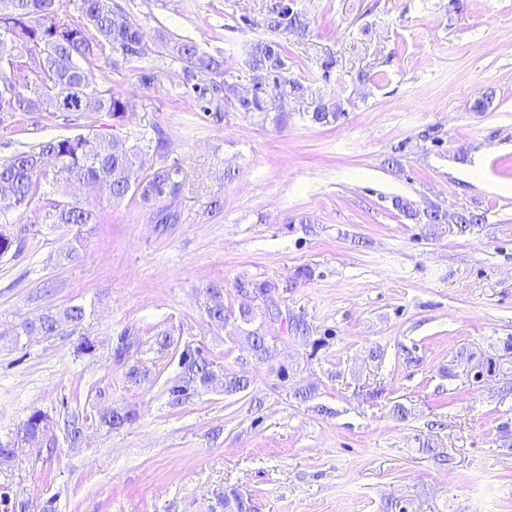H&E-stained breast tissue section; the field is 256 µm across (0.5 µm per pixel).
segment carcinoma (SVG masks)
<instances>
[{"label":"carcinoma","instance_id":"1","mask_svg":"<svg viewBox=\"0 0 512 512\" xmlns=\"http://www.w3.org/2000/svg\"><path fill=\"white\" fill-rule=\"evenodd\" d=\"M8 6L0 8V122L14 118L19 113L39 112L43 106L56 99L68 102L65 112L71 120L88 119L94 113L107 112L117 121H123L134 111L132 101L120 97L110 89L100 90L97 77L100 62H139L155 53L145 40L141 25L118 16L112 0H73L77 20L69 22L59 16L60 0H5ZM262 26L271 33L307 35L303 14L293 7L290 0H269L262 17ZM162 48L172 60L182 65L183 87L193 96L202 112L201 119L220 125L228 105L246 114L267 116L279 109L286 96L301 97L307 88L288 73L285 49L272 39L257 41L249 52V66L272 78V85L250 96L237 91L235 83L224 78V58L203 50L196 42L183 38H164ZM200 73L212 75V82L199 86L195 78ZM342 110L336 104L318 101L310 119L320 125L336 122ZM159 150L162 141L148 139L145 147L130 145L125 139L113 138L107 142L93 133L63 134L25 146L0 162V199H11L17 206L40 203L46 223L55 228L76 232L80 240L82 231L98 223L95 211L78 199L69 198V188L74 183L98 187L114 200L131 195L144 204L156 205L152 220L157 224H177L180 214L166 200H173L183 191L184 176L180 160H163L146 165L149 149ZM395 206L418 224L436 227L448 223V213L436 204L422 209L410 201L397 198ZM485 222V216L463 213L454 219L458 234L469 232L472 227ZM26 235L14 223L0 214V258L15 257L25 247ZM236 290H252L269 297L276 284L269 280L241 279ZM211 320L224 324L236 316L231 308L219 301L207 309ZM88 317L87 307L72 304L62 310H48L23 324L21 335L42 336L49 339L58 334L64 325L81 326ZM244 340L253 358L273 364L277 356L276 339L261 329H247ZM182 354L190 360L181 362L179 380L169 388L171 404L183 403L188 391L205 389L212 370V363L202 355L185 348ZM456 358L468 363L477 361L473 378L488 376L499 378L506 390L512 392V338L504 342L503 354L478 360L477 353L461 348ZM136 419L133 411L105 407L91 421L101 427L118 429ZM80 415L71 414L64 420L66 438L76 443L82 440L86 422ZM17 437L36 445L56 443L53 424L41 410L33 411L17 429ZM226 512H251V503L236 491L224 496Z\"/></svg>","mask_w":512,"mask_h":512}]
</instances>
